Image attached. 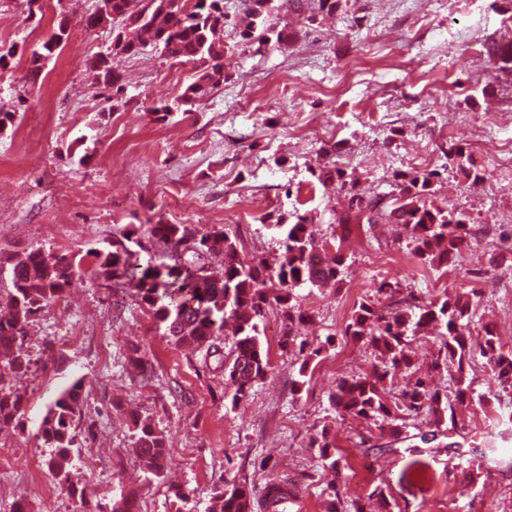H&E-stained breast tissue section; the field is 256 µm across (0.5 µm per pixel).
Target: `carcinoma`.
<instances>
[{"mask_svg": "<svg viewBox=\"0 0 512 512\" xmlns=\"http://www.w3.org/2000/svg\"><path fill=\"white\" fill-rule=\"evenodd\" d=\"M271 0H249L250 24L239 37L258 47L281 41L282 32L269 22ZM123 21L112 32L115 56L136 55L151 46L169 59L203 65V73L178 97V104L194 107L210 85L224 79V43L217 39L224 29V0H98L95 11L85 20L95 29ZM68 37L65 19H60L44 52L30 58V74L38 76L44 54H53ZM487 55L492 67L512 71V44L491 40ZM92 80L123 90L122 75L100 57L91 69ZM465 153L449 147L448 164L467 180L482 178L469 165ZM437 172L393 174L395 190L367 194L356 189L354 180L342 169L320 170L317 180H331L344 191L346 206L338 224H391L395 240L406 245L417 264L438 269L453 263L463 248L477 238L478 230L463 211H445L435 205L433 177ZM281 248L277 267L268 271L264 261H244L235 242L224 228L211 226L193 230L185 224L158 221L141 235L129 231L113 237L107 245L88 251L94 257L92 275L106 287L129 286L136 301L148 308L158 327L174 342L195 349L204 348L224 367L226 386L233 391L232 402L244 399L269 368L261 342L260 323L274 304L288 307V336L299 335L308 315L291 305L295 288L320 286L342 281L345 259L320 258L326 242L318 239L314 225L298 212L276 220ZM212 255L224 257V273L213 274L208 266ZM82 272L80 264L66 254L32 248L15 253L0 262V288L8 285L11 312L0 318V361L18 375L31 370L24 349L27 329L44 308L61 300L71 279ZM401 285L386 280L375 287L377 300L363 302L351 315L345 335L368 343L378 351L380 364L358 378L336 382L330 405L342 417L365 420L400 437L406 417L427 413L435 424L442 416L454 422L455 405L473 400L465 365L478 347L487 359L499 387L512 389V349H504L489 328L473 336L470 329L472 301L476 291L442 294L421 300L410 293L401 297ZM235 325L233 350L224 357V325ZM437 330L440 342L432 369L455 368L454 398H442L430 388L428 376L412 379L399 393H391L396 377L412 366L409 337L428 327ZM84 387L80 380L61 391L49 404L39 427L40 438L51 449L50 475L60 482L69 479L71 448L76 441L77 419L81 417ZM23 411V398L17 392L0 388V432L16 425ZM135 451L155 477L164 474L166 437L150 422L136 419ZM269 493L255 501L247 483H234L215 489L211 512H288V488L268 485Z\"/></svg>", "mask_w": 512, "mask_h": 512, "instance_id": "cac0c4a2", "label": "carcinoma"}]
</instances>
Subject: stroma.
<instances>
[{
    "instance_id": "35a3bbf8",
    "label": "stroma",
    "mask_w": 512,
    "mask_h": 512,
    "mask_svg": "<svg viewBox=\"0 0 512 512\" xmlns=\"http://www.w3.org/2000/svg\"><path fill=\"white\" fill-rule=\"evenodd\" d=\"M95 4L0 0V44L17 47L0 63V112L15 115L0 129V256L41 247L73 256L84 270L29 328L34 373L0 375V387L24 402L19 426L0 433V446L16 452L0 465V512L19 499L27 512H79L74 491L84 486L110 499L131 495L138 512H176L181 491L189 512H210L217 487L245 481L259 496L273 477L293 493L289 512H326L335 484L338 512H354L378 487L394 512H512V393L491 383L484 358L474 357L466 373L487 401L478 417L472 407L458 410L446 436L461 441L456 451L416 445L414 434L435 428L429 415L409 418L407 440L391 444L329 405L337 380L377 362L345 328L384 280L399 279L422 299L479 289L476 325L491 324L512 348V249L504 243L512 167L486 147L512 139V74L492 69L485 49L489 37L512 42V0H340L334 15L313 18L275 10L270 21L285 37L260 51L238 36L244 0H224V79L192 112L164 121L150 108L174 104L199 64L152 48L110 56L124 78L122 98L113 99L89 77L112 45L111 28L85 26ZM63 15L68 37L31 79V55ZM491 112L497 124H482ZM452 145L471 156L482 180L448 169ZM331 163L370 193L390 192L397 171L442 170L436 205L466 212L490 234L464 248L455 267H417L390 225H338L343 194L314 176ZM295 211L319 230L327 255L345 256L342 282L295 291L312 316L302 333L322 351L307 360L285 346V313L270 308L260 325L270 367L237 402L213 359L170 341L147 308L90 273L89 248L159 219L223 226L240 255L273 268L280 247L270 221ZM87 333L101 336L102 348L83 344ZM138 353L154 366L150 381L133 367ZM77 380L88 400L72 477L61 483L48 473L38 430L52 398ZM137 417L166 435L164 478L144 471L133 451ZM323 437L343 467L322 466L315 443ZM258 459L267 471L255 470Z\"/></svg>"
}]
</instances>
